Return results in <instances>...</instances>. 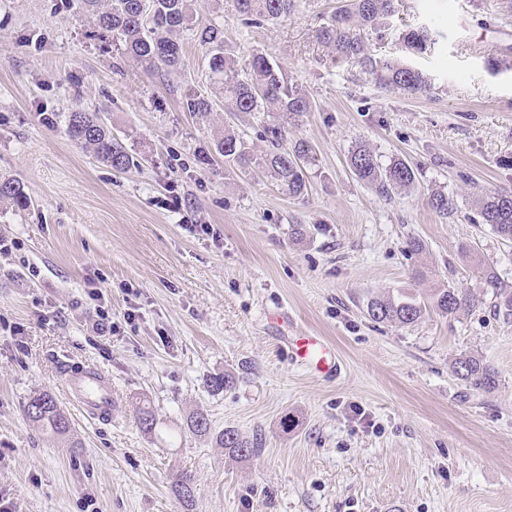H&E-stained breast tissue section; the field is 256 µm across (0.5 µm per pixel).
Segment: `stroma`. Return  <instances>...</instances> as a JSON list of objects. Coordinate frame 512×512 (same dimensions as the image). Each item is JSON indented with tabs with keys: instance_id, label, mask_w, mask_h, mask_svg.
Masks as SVG:
<instances>
[{
	"instance_id": "obj_1",
	"label": "stroma",
	"mask_w": 512,
	"mask_h": 512,
	"mask_svg": "<svg viewBox=\"0 0 512 512\" xmlns=\"http://www.w3.org/2000/svg\"><path fill=\"white\" fill-rule=\"evenodd\" d=\"M340 0H296L288 16L245 25L213 12L229 53H267L313 110L297 128L316 160L292 199L258 169L201 162L212 137L182 107L207 89L194 42L171 82L125 62L88 19L57 0H0V178L22 182L27 210L0 211V498L13 512H183L173 480L193 475L192 512H512V321L468 254L512 290V240L476 221L485 192L512 194V6L507 0H401L375 56L422 71L429 94L380 87L354 63L331 62L314 37ZM437 44L411 55L406 26ZM102 110L143 156L116 171L43 123L73 93ZM365 140L381 164L418 169L411 191L383 194L347 165ZM453 198L448 218L427 204ZM206 224L210 234L190 232ZM303 235H295L294 225ZM424 252L408 258V238ZM454 287L479 303L418 324L373 323L362 299ZM116 334L97 336V308ZM286 314V326L270 321ZM320 336L341 361L313 375L288 357V338ZM493 365L498 386L476 391L452 376L460 354ZM112 376L110 420L65 398L59 359ZM235 376L208 390L209 376ZM50 392L71 420L58 436L23 405ZM150 406L161 441L138 428ZM205 411L213 431H262L263 450L234 459L187 423Z\"/></svg>"
}]
</instances>
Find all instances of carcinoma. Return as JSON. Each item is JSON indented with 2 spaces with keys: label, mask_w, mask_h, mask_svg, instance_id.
<instances>
[{
  "label": "carcinoma",
  "mask_w": 512,
  "mask_h": 512,
  "mask_svg": "<svg viewBox=\"0 0 512 512\" xmlns=\"http://www.w3.org/2000/svg\"><path fill=\"white\" fill-rule=\"evenodd\" d=\"M295 0H234L236 11L244 23L257 26L264 21L288 15ZM76 15L92 19L95 26L111 37L115 58L137 61L143 71L163 79L177 74L184 66L185 41L201 47L207 63L206 77L210 92L184 95L185 111L207 122L217 111L219 101L229 102L232 111L260 115V137L266 149L256 150L240 133L226 127L213 140L216 154L224 162L247 170L264 169L288 196L298 198L307 192L309 167L314 161L315 148L303 138H288L306 113L313 110L309 97L299 84L270 58L257 51L250 55L247 68L250 77L239 78L238 61L224 48V27L203 18L199 0H61ZM399 0H342L330 20L321 26L316 38L331 53L332 60L351 61L386 88L401 90L409 95L430 91L427 78L404 60L375 57L360 35L371 31L381 37L395 16ZM406 52L422 54L434 47L436 39L428 26L408 28L399 33ZM51 125L63 128L68 138L89 152L93 159L116 171L139 163V159L112 134L99 110L89 111L76 104L66 112H54L45 117ZM347 164L358 180L386 193L392 188H410L416 182L415 169L404 159L395 158L386 166L379 163L373 149L364 142L352 147ZM8 201L19 208L30 206L31 199L23 185L13 179H0V202ZM480 223L491 225L504 239H512V195L486 193L478 197ZM429 207L446 218L455 209L454 199L442 191L428 198ZM487 287L493 289L494 312L503 320H512V291L498 287L496 274L483 270ZM475 298L456 288H441L422 299L409 290L395 294L372 293L363 300L368 318L381 324L405 327L420 322L434 310L443 316H454L474 306ZM451 373L475 390L490 392L497 386V372L484 360L473 355H460L450 365ZM212 392H222L234 385V377L216 374L206 380ZM26 417L51 432L64 435L71 429L66 411L49 393L35 392L24 407ZM135 421L143 433H155L158 422L152 410L140 407ZM192 432L211 434L208 415L198 411L190 418ZM216 444L233 456L247 458L261 451L262 440L247 437L237 429L227 427L218 432ZM175 491L190 512L194 502V477L188 473L176 476Z\"/></svg>",
  "instance_id": "carcinoma-1"
}]
</instances>
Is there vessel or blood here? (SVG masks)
<instances>
[{
  "label": "vessel or blood",
  "instance_id": "obj_1",
  "mask_svg": "<svg viewBox=\"0 0 512 512\" xmlns=\"http://www.w3.org/2000/svg\"><path fill=\"white\" fill-rule=\"evenodd\" d=\"M291 358L320 377H331L340 369L336 353L319 336H299L288 344ZM63 390L67 398L93 420H104L112 415V377L92 367L65 363Z\"/></svg>",
  "mask_w": 512,
  "mask_h": 512
}]
</instances>
